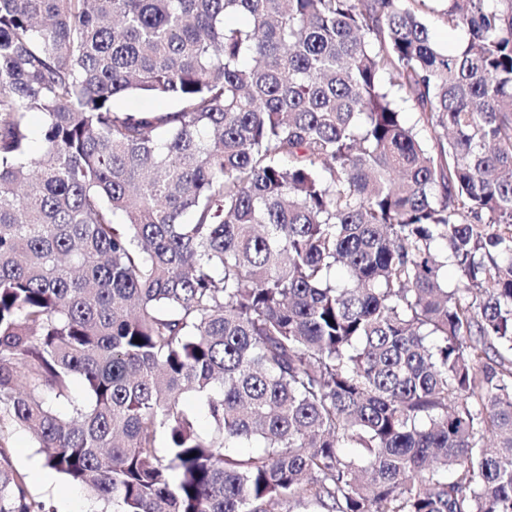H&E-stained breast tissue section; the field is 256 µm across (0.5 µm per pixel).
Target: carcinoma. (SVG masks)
Masks as SVG:
<instances>
[{"mask_svg": "<svg viewBox=\"0 0 512 512\" xmlns=\"http://www.w3.org/2000/svg\"><path fill=\"white\" fill-rule=\"evenodd\" d=\"M9 427L112 512H512V0H0V512H44ZM429 23L441 49L454 52L460 46L464 38L462 30L448 26L444 21L433 15L429 17ZM116 106L120 109L138 111L155 109H172L175 103L169 99L158 98L148 95H136L132 97L121 98L116 101Z\"/></svg>", "mask_w": 512, "mask_h": 512, "instance_id": "cac0c4a2", "label": "carcinoma"}]
</instances>
